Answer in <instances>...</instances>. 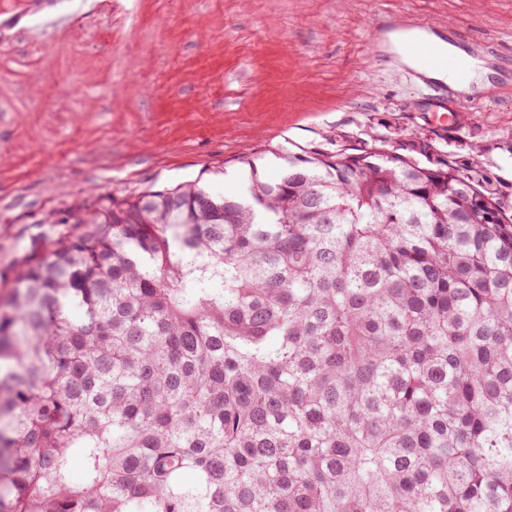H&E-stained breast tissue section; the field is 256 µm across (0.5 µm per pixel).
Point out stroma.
Here are the masks:
<instances>
[{
	"label": "stroma",
	"mask_w": 512,
	"mask_h": 512,
	"mask_svg": "<svg viewBox=\"0 0 512 512\" xmlns=\"http://www.w3.org/2000/svg\"><path fill=\"white\" fill-rule=\"evenodd\" d=\"M66 24L38 32L44 16ZM421 18L485 60L461 92L424 84L387 38ZM512 0H0V299L22 256L55 239L48 214L203 179L243 188L245 155L421 131L512 187Z\"/></svg>",
	"instance_id": "obj_1"
}]
</instances>
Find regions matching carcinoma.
<instances>
[{
  "mask_svg": "<svg viewBox=\"0 0 512 512\" xmlns=\"http://www.w3.org/2000/svg\"><path fill=\"white\" fill-rule=\"evenodd\" d=\"M70 207L0 308V512H512V197L424 133ZM193 473V480L184 478Z\"/></svg>",
  "mask_w": 512,
  "mask_h": 512,
  "instance_id": "carcinoma-1",
  "label": "carcinoma"
}]
</instances>
